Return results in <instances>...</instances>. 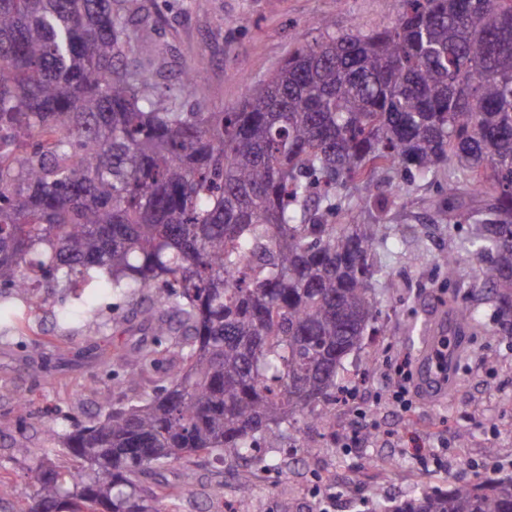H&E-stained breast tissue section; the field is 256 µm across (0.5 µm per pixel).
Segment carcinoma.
Wrapping results in <instances>:
<instances>
[{"mask_svg":"<svg viewBox=\"0 0 512 512\" xmlns=\"http://www.w3.org/2000/svg\"><path fill=\"white\" fill-rule=\"evenodd\" d=\"M0 0V304L102 274L151 340L115 353L133 396L100 393L53 447L17 512H173L158 470L248 461L298 419L327 420L343 360L373 329V260L397 229L375 174L463 178L489 203L437 257L470 258L512 332V0H395L390 25L328 19L222 112L160 90L137 0ZM377 198L371 224L331 221ZM467 330L479 306H456ZM386 512H512V476L428 485Z\"/></svg>","mask_w":512,"mask_h":512,"instance_id":"obj_1","label":"carcinoma"}]
</instances>
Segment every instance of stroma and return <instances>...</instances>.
I'll return each instance as SVG.
<instances>
[{
  "label": "stroma",
  "instance_id": "1",
  "mask_svg": "<svg viewBox=\"0 0 512 512\" xmlns=\"http://www.w3.org/2000/svg\"><path fill=\"white\" fill-rule=\"evenodd\" d=\"M153 23L164 84L197 74V89L209 111L236 105L243 81L259 82L289 51L320 35L319 19L337 33L375 30L390 24L393 0H138ZM384 195L400 192L390 211L397 240L379 249L387 281L374 290L383 330L366 337L344 366L355 377L353 393L329 405L333 424L307 434L289 429L287 445L263 449V462L227 465L207 457L190 467L168 465L170 486L194 477V492L182 495L179 512H227L242 485L253 491L252 512H374V491L397 497L427 484L447 489L454 479L474 481L512 474V335L486 321L467 334L453 374V387L426 378L433 327L447 314L453 291L436 266V255L452 238L465 236V219L485 198L462 188L448 200L438 184L409 182L400 173L378 177ZM455 210L459 222L443 216ZM94 314H85L74 293L37 289L42 307L11 297L15 320L26 333L0 329V467L10 486L32 489L30 466L47 442L32 426L45 415L59 422H89L99 391L121 378L113 366L116 349L144 339L129 333L124 300L103 278L86 286ZM38 356H31L32 342ZM409 357L415 373V402L405 413L391 411L387 387L392 366ZM372 438H364V431ZM360 433L356 445L345 439ZM467 441H460V433Z\"/></svg>",
  "mask_w": 512,
  "mask_h": 512
}]
</instances>
